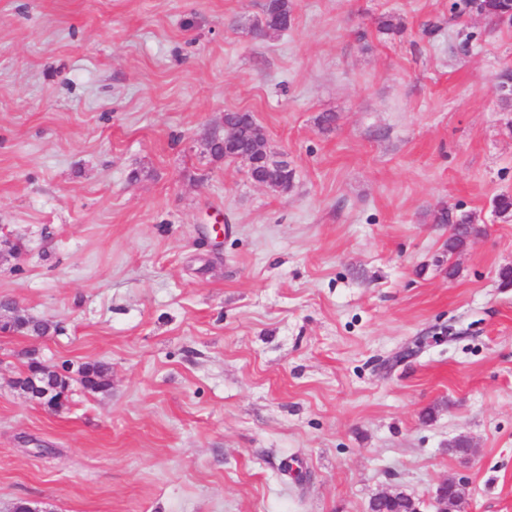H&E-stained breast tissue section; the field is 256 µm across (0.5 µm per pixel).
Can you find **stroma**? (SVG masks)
I'll use <instances>...</instances> for the list:
<instances>
[{
  "mask_svg": "<svg viewBox=\"0 0 512 512\" xmlns=\"http://www.w3.org/2000/svg\"><path fill=\"white\" fill-rule=\"evenodd\" d=\"M264 4L0 0V301L51 326L0 332V512H432L448 479L512 512V25L293 0L262 39ZM229 111L288 192L207 151ZM443 208L481 228L453 254ZM30 351L111 386L49 413ZM85 369L88 375L87 381L90 384L89 389L92 392H105L109 389V368L105 364L86 363Z\"/></svg>",
  "mask_w": 512,
  "mask_h": 512,
  "instance_id": "stroma-1",
  "label": "stroma"
}]
</instances>
